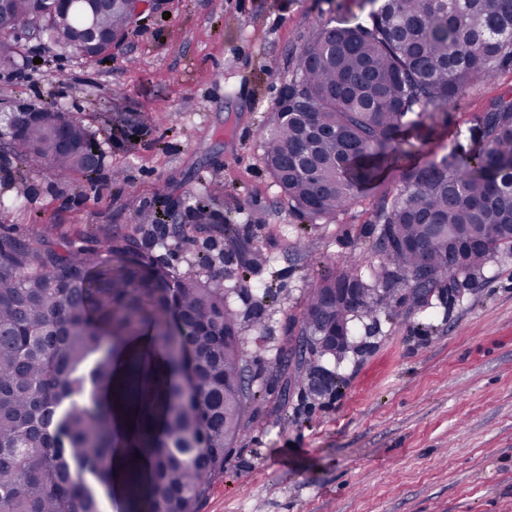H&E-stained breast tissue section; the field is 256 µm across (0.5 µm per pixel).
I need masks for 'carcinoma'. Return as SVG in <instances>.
Returning <instances> with one entry per match:
<instances>
[{"label":"carcinoma","mask_w":512,"mask_h":512,"mask_svg":"<svg viewBox=\"0 0 512 512\" xmlns=\"http://www.w3.org/2000/svg\"><path fill=\"white\" fill-rule=\"evenodd\" d=\"M366 20L326 22L297 60L268 118L265 163L294 210L328 221L356 195L381 182L423 137L426 121L466 89L512 69V0H365ZM13 25L62 48L83 43L85 29L104 33L98 57L118 46L146 18L134 0H111L94 14L85 0L54 11L43 0H10ZM25 42L0 31V66L25 63ZM39 122L19 112L0 119V156L59 178L89 176L97 147L81 119L58 120L53 104ZM112 109L127 147L147 128ZM483 146L450 150L407 169L404 186L383 201V262L365 276L330 268L309 293L299 342L338 324L352 335L358 315L370 316L401 288L410 308H432L436 293H458L494 254L512 251V89L491 99L476 118ZM219 198L203 194L188 220L213 223ZM433 224L442 228L435 231ZM137 234L107 238L102 250L42 242L36 248L0 237V512H101L112 484V458L125 439L112 403L143 418L132 443L152 459L131 460L122 512H197L224 474V449L247 431L256 392L224 397V378L243 374L235 289L191 269L170 271L140 259ZM349 283L360 305L335 301L329 289ZM205 330L181 336L170 321L171 300ZM150 333L151 364L135 341ZM193 359V401L181 391L184 356ZM336 352L301 350L295 379L313 358Z\"/></svg>","instance_id":"1"}]
</instances>
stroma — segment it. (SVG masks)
Instances as JSON below:
<instances>
[{"mask_svg":"<svg viewBox=\"0 0 512 512\" xmlns=\"http://www.w3.org/2000/svg\"><path fill=\"white\" fill-rule=\"evenodd\" d=\"M112 53L90 62L49 43L0 69V100L61 105L104 153L92 177L0 163V235L97 247L135 232L165 191L173 205L224 196L239 250L209 225L158 224L149 255L220 283L238 281L241 348L260 396L252 422L198 512H512V253L495 254L433 313L396 306L356 320L334 388L312 392L285 362L305 299L326 267H379L377 211L402 185L388 173L312 224L288 204L263 160L262 131L297 58L329 19L359 0H169ZM512 87V70L467 90L418 162L479 148L476 115ZM146 118L135 147L115 145L113 104ZM270 297H263V288Z\"/></svg>","mask_w":512,"mask_h":512,"instance_id":"obj_1","label":"stroma"}]
</instances>
